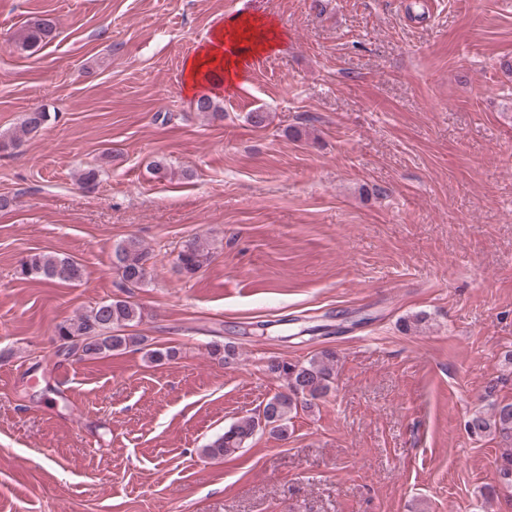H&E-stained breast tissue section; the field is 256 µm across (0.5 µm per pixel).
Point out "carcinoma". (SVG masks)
Returning <instances> with one entry per match:
<instances>
[{"mask_svg":"<svg viewBox=\"0 0 512 512\" xmlns=\"http://www.w3.org/2000/svg\"><path fill=\"white\" fill-rule=\"evenodd\" d=\"M55 29L52 19L39 18L18 32L15 45L22 51H30L50 41ZM194 108L196 112L214 119L224 117L220 102L208 95L195 100ZM47 120L45 112L29 113L9 141L0 140V149L16 146L35 136ZM102 169L100 164L81 169L79 183L87 189L95 187ZM213 254L212 242L196 236L182 243L176 265L180 272L191 277L211 262ZM149 260L150 250L139 238L129 236L118 244L113 250L112 266L121 275L120 287L138 288L143 285L150 274ZM20 275L24 279L65 284L80 280L83 272L80 264L68 257L37 253L21 264ZM142 320L143 313L139 307L117 296L57 324L55 336L64 343L79 339L86 342L83 355L78 358L80 362L106 358L131 347L146 350L147 358L154 363L177 359V348L150 349L146 337L123 332L124 328ZM267 371L282 381V389L266 400L258 415L237 420L222 435L206 444L201 449V456L220 459L234 454L266 428L279 437L286 436L288 422L298 412V407L310 406L312 401L329 392L336 377V352L325 348L303 363L272 359L268 361ZM465 428L474 438L494 436L512 447V402L494 403L487 412L478 410L472 413Z\"/></svg>","mask_w":512,"mask_h":512,"instance_id":"cac0c4a2","label":"carcinoma"}]
</instances>
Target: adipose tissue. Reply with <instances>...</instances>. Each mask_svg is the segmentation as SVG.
I'll return each mask as SVG.
<instances>
[{
    "label": "adipose tissue",
    "instance_id": "obj_1",
    "mask_svg": "<svg viewBox=\"0 0 512 512\" xmlns=\"http://www.w3.org/2000/svg\"><path fill=\"white\" fill-rule=\"evenodd\" d=\"M280 39V33L270 22L248 15L230 18L186 60L185 93L194 96L218 84L234 85L241 76L242 58L273 50Z\"/></svg>",
    "mask_w": 512,
    "mask_h": 512
}]
</instances>
